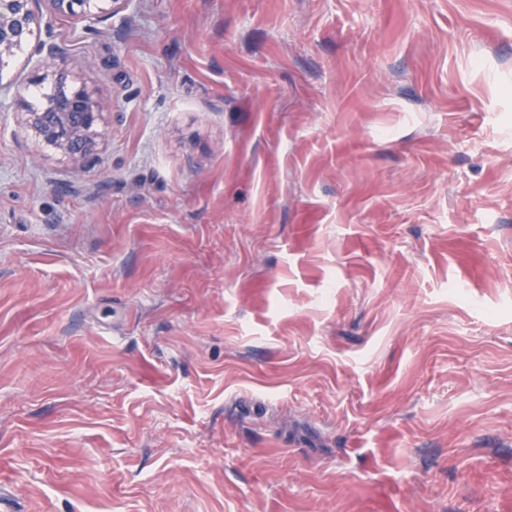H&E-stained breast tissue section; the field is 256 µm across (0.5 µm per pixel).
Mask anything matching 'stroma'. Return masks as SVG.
<instances>
[{"label": "stroma", "mask_w": 512, "mask_h": 512, "mask_svg": "<svg viewBox=\"0 0 512 512\" xmlns=\"http://www.w3.org/2000/svg\"><path fill=\"white\" fill-rule=\"evenodd\" d=\"M36 10L0 70L16 512H512V0ZM38 0H0V65L15 56L23 44L35 40V53L40 63L52 69L53 98L42 109L26 112L25 124L38 138L70 156L83 168L98 155L104 115L111 104L85 87H74L59 67L60 48L51 40H42L35 11Z\"/></svg>", "instance_id": "35a3bbf8"}]
</instances>
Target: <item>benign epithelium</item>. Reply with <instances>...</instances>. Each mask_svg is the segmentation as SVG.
Segmentation results:
<instances>
[{
  "instance_id": "benign-epithelium-1",
  "label": "benign epithelium",
  "mask_w": 512,
  "mask_h": 512,
  "mask_svg": "<svg viewBox=\"0 0 512 512\" xmlns=\"http://www.w3.org/2000/svg\"><path fill=\"white\" fill-rule=\"evenodd\" d=\"M38 0H0V65L15 56L22 45L35 41L40 63L52 70L53 98L42 109L28 110L25 124L38 138L70 156L80 168L92 161L100 150V126L111 104L94 97L84 87L68 83L59 67L62 52L51 40L40 37L35 11ZM61 15L78 16L89 21L112 18V5L121 0H47Z\"/></svg>"
}]
</instances>
